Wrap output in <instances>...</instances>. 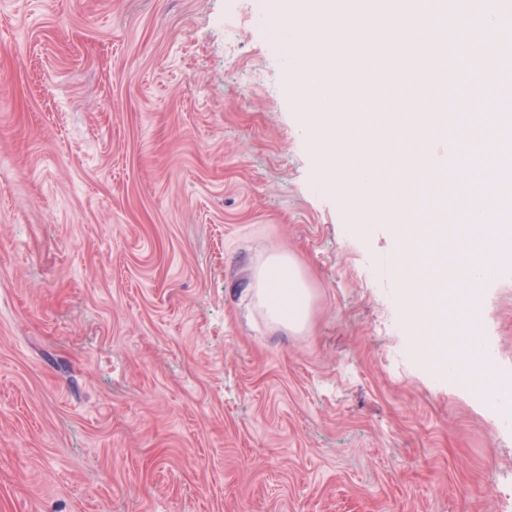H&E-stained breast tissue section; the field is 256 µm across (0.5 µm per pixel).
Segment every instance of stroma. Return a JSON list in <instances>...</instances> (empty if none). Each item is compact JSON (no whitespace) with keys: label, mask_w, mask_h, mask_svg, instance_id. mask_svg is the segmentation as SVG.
I'll list each match as a JSON object with an SVG mask.
<instances>
[{"label":"stroma","mask_w":512,"mask_h":512,"mask_svg":"<svg viewBox=\"0 0 512 512\" xmlns=\"http://www.w3.org/2000/svg\"><path fill=\"white\" fill-rule=\"evenodd\" d=\"M253 3L0 0V512H512V432L413 355ZM480 303L512 375V274ZM254 298L268 316L286 327L300 328L308 315L310 294L300 273L285 258L271 256L254 277Z\"/></svg>","instance_id":"35a3bbf8"}]
</instances>
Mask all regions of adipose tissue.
<instances>
[{"label":"adipose tissue","mask_w":512,"mask_h":512,"mask_svg":"<svg viewBox=\"0 0 512 512\" xmlns=\"http://www.w3.org/2000/svg\"><path fill=\"white\" fill-rule=\"evenodd\" d=\"M507 0H479L480 25L468 28L453 52L456 83L469 87L476 105H484V89L494 86L498 99L512 100V60L483 53L490 26L507 18ZM254 298L268 316L286 327L300 328L308 315L310 294L300 273L285 258L271 256L254 277Z\"/></svg>","instance_id":"1"}]
</instances>
